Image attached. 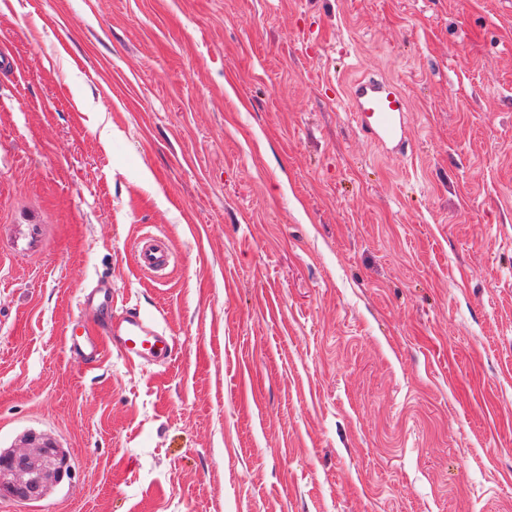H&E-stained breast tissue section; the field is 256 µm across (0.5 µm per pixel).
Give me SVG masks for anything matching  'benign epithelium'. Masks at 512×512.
Instances as JSON below:
<instances>
[{
    "mask_svg": "<svg viewBox=\"0 0 512 512\" xmlns=\"http://www.w3.org/2000/svg\"><path fill=\"white\" fill-rule=\"evenodd\" d=\"M66 459L56 448H30L0 460V495L40 499L65 473Z\"/></svg>",
    "mask_w": 512,
    "mask_h": 512,
    "instance_id": "obj_1",
    "label": "benign epithelium"
}]
</instances>
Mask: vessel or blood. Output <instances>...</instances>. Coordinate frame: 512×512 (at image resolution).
I'll list each match as a JSON object with an SVG mask.
<instances>
[{"instance_id": "vessel-or-blood-1", "label": "vessel or blood", "mask_w": 512, "mask_h": 512, "mask_svg": "<svg viewBox=\"0 0 512 512\" xmlns=\"http://www.w3.org/2000/svg\"><path fill=\"white\" fill-rule=\"evenodd\" d=\"M347 96L352 112L364 119L366 126L390 140L400 136L397 118L407 108L406 98L401 91L377 79L365 77L349 86ZM172 259V249L162 239L147 233L138 237L135 261L140 271L151 275L163 274L170 267ZM65 340L71 355L86 363H96L102 354L100 344L92 336H80L70 329L66 332ZM110 340L113 347L129 360L140 358L167 363L175 355L172 337L136 311L112 322Z\"/></svg>"}]
</instances>
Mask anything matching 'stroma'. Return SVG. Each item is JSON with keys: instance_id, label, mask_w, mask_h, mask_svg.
<instances>
[{"instance_id": "stroma-1", "label": "stroma", "mask_w": 512, "mask_h": 512, "mask_svg": "<svg viewBox=\"0 0 512 512\" xmlns=\"http://www.w3.org/2000/svg\"><path fill=\"white\" fill-rule=\"evenodd\" d=\"M1 32L0 448L70 473L0 512H512V0H0ZM367 75L405 142L349 112ZM100 281L171 363L69 353ZM172 259V249L162 239L147 233L138 237L135 261L140 271L151 275L165 274Z\"/></svg>"}]
</instances>
